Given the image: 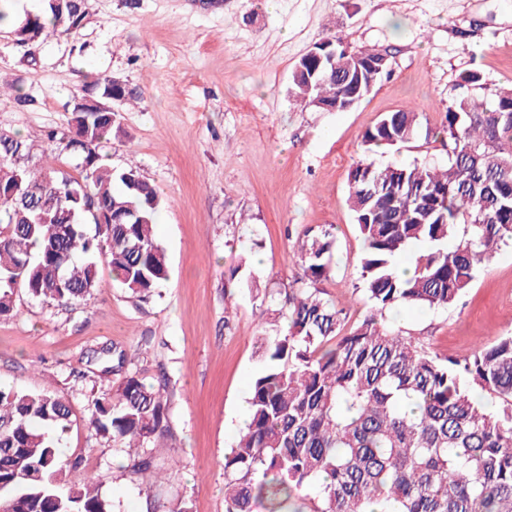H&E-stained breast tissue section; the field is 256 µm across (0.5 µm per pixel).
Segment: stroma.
I'll return each mask as SVG.
<instances>
[{"label": "stroma", "mask_w": 512, "mask_h": 512, "mask_svg": "<svg viewBox=\"0 0 512 512\" xmlns=\"http://www.w3.org/2000/svg\"><path fill=\"white\" fill-rule=\"evenodd\" d=\"M46 5L0 0V76L28 97H0V130L38 151L48 130L69 131L84 83L116 77L138 88L101 153L114 169L137 166L161 193L155 230L170 273L147 302L113 282L103 261L98 288L76 305L18 292L16 315L0 317V383L69 402L60 445L107 474L103 490L121 512L180 502L224 512V454L268 328L261 301L299 275L296 232L336 225L324 290L350 322L362 319L370 310L359 288L362 241L347 204V174L367 158L362 134L385 113L414 110V140L369 158L446 164L440 130L459 75L475 70L487 86H512V0H83L77 30L17 41L15 29ZM327 35L391 55L390 77L345 112L300 106L288 92L295 64ZM237 262L240 286L228 298L224 274ZM389 319L442 357L496 344L512 334V245L457 306L406 307ZM102 346L141 354L126 371L89 372L86 355ZM128 372L169 380L172 445L155 449L160 479L151 485L126 470L124 448L88 426L93 399Z\"/></svg>", "instance_id": "1"}]
</instances>
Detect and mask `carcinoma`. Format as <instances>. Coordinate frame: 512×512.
Wrapping results in <instances>:
<instances>
[{
	"mask_svg": "<svg viewBox=\"0 0 512 512\" xmlns=\"http://www.w3.org/2000/svg\"><path fill=\"white\" fill-rule=\"evenodd\" d=\"M51 21L36 15L15 30L34 43L83 19V0H49ZM292 71L296 101L346 111L389 71L372 68L376 48L351 50L325 37ZM442 132L448 163L348 173V202L362 239V291L372 307L346 327L324 298L336 225L306 226L297 238L302 275L274 310L281 325L258 338L260 367L248 398L249 422L224 454V512H512V336L462 358L440 357L420 337L395 330L387 313L403 305L449 309L479 267L512 244V88H491L477 71L460 75ZM125 107L137 88L112 78L83 85L82 97ZM73 135H47L50 151L33 164L31 143L0 131V316L14 313L18 290L46 302L83 301L98 287L95 257L141 299L169 278L155 234L162 199L137 167L114 170L100 148L112 140L109 113L76 104ZM418 113L384 114L362 135L367 151L414 139ZM78 160L82 176L54 167L56 152ZM92 218L94 232L85 220ZM458 244L448 249V239ZM425 245L412 276L395 259ZM101 349L102 371L128 360ZM165 384L124 377L117 393L92 402L95 432L130 448V470L151 469L150 448H170ZM69 403L0 385V512H113L101 475L65 454L59 434Z\"/></svg>",
	"mask_w": 512,
	"mask_h": 512,
	"instance_id": "carcinoma-1",
	"label": "carcinoma"
}]
</instances>
